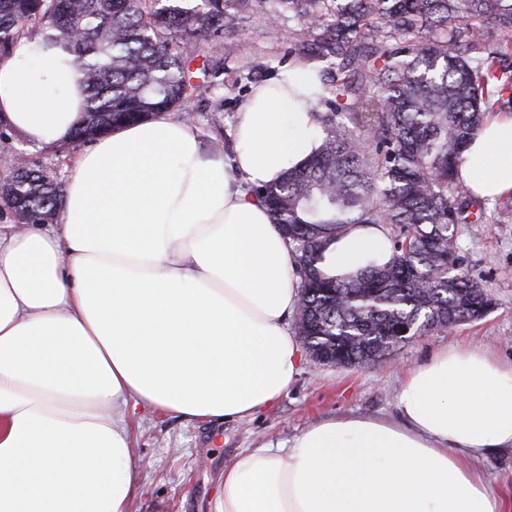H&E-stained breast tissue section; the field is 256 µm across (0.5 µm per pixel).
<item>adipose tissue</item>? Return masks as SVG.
Listing matches in <instances>:
<instances>
[{"label":"adipose tissue","mask_w":512,"mask_h":512,"mask_svg":"<svg viewBox=\"0 0 512 512\" xmlns=\"http://www.w3.org/2000/svg\"><path fill=\"white\" fill-rule=\"evenodd\" d=\"M315 63L253 87L232 154L174 114L82 151L52 224H0V512H132L129 415L251 421L296 384L298 255L254 188L321 143ZM84 75L34 37L0 57V121L31 146L68 142ZM459 177L512 195V116L486 118ZM380 224L338 231L334 277L389 262ZM393 418L331 416L240 452L217 512H505L468 460L512 453V363L442 350L409 369Z\"/></svg>","instance_id":"ef3b65f1"}]
</instances>
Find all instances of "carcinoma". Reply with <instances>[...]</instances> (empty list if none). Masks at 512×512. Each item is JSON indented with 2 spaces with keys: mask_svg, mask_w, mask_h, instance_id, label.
<instances>
[{
  "mask_svg": "<svg viewBox=\"0 0 512 512\" xmlns=\"http://www.w3.org/2000/svg\"><path fill=\"white\" fill-rule=\"evenodd\" d=\"M251 0H0V53L37 34L84 75L86 106L70 142L167 112L197 114L223 86L213 42ZM300 22L295 51L320 70L324 139L302 167L253 189L298 253L294 330L336 365L375 364L409 336L443 329L489 302L457 255L460 224L490 212L458 177L466 143L493 113L512 115V0H275ZM64 189L24 160L0 179L14 221L51 224ZM382 224L390 262L336 278L319 267L337 231Z\"/></svg>",
  "mask_w": 512,
  "mask_h": 512,
  "instance_id": "1",
  "label": "carcinoma"
}]
</instances>
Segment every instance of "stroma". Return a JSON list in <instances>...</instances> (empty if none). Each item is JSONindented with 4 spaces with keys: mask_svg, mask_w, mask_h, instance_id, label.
Instances as JSON below:
<instances>
[{
    "mask_svg": "<svg viewBox=\"0 0 512 512\" xmlns=\"http://www.w3.org/2000/svg\"><path fill=\"white\" fill-rule=\"evenodd\" d=\"M274 9L273 0H252L241 14L238 32L221 40L225 56L222 125L215 129L198 121L203 146L218 140L224 153H231L230 131L252 87L244 68L259 71L266 81L294 60L292 47L300 24L291 16L275 15ZM15 151L25 152L31 163L50 170L63 183L79 149L59 145L32 149L19 133L4 131L0 178L8 172L4 157ZM458 247L464 269L485 287L492 301L483 320L413 337L395 350L398 362L389 367L330 366L306 358L295 387L274 409L247 423H195L162 412H137L131 429L143 492L133 512H216L224 468L239 452L267 440L287 441L327 416L395 414L397 388L405 370L435 351L480 348L511 361L512 221L485 224L478 230L462 227Z\"/></svg>",
    "mask_w": 512,
    "mask_h": 512,
    "instance_id": "obj_1",
    "label": "stroma"
}]
</instances>
